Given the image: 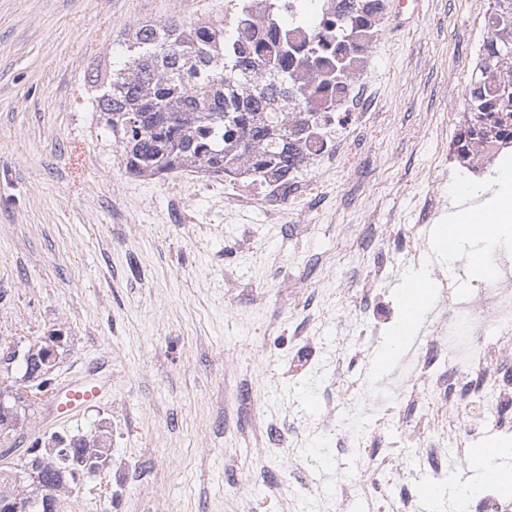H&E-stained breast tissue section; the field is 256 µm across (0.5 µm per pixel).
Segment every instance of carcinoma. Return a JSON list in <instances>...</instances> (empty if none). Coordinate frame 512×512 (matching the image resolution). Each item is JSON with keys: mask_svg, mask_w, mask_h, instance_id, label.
Here are the masks:
<instances>
[{"mask_svg": "<svg viewBox=\"0 0 512 512\" xmlns=\"http://www.w3.org/2000/svg\"><path fill=\"white\" fill-rule=\"evenodd\" d=\"M381 9L383 0H340L302 56L276 16L265 35L246 38L253 22L247 10L225 22L136 25L118 61L96 75L95 111L130 176L189 171L222 178L247 157L255 176L288 180L302 168L301 150L320 126L311 101L346 84V46L375 35L374 12ZM492 10L497 25L512 26V0H493ZM482 57V74L465 98L468 141L512 115V91L496 87L499 66L512 63V39L490 33ZM50 440L38 452V501L26 504L14 483L29 459L0 467V512H59L62 485L75 483L72 458L90 446L107 456L88 434Z\"/></svg>", "mask_w": 512, "mask_h": 512, "instance_id": "carcinoma-1", "label": "carcinoma"}]
</instances>
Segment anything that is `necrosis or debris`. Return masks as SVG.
I'll return each mask as SVG.
<instances>
[{
    "mask_svg": "<svg viewBox=\"0 0 512 512\" xmlns=\"http://www.w3.org/2000/svg\"><path fill=\"white\" fill-rule=\"evenodd\" d=\"M348 88L341 97L332 98L333 120L329 128L303 149L305 164L319 175L336 167L344 146L341 134L366 123L368 112L362 102L367 90L359 79L369 63L368 55L353 50L350 55ZM466 113H457L456 136L441 141L448 162L462 161L467 174L481 179L491 162L512 155V120L489 130L486 139L471 143L466 158H459L458 137L466 124ZM233 191L226 198L229 210L250 206L255 196L277 202L272 215L277 222L288 220L287 204L299 195L318 192L315 184L273 183L261 179L229 181ZM500 276L494 286L480 288L463 301L443 298L442 313L428 338L429 356L406 379L405 391L410 404L420 414L417 427L405 428V439L418 450L420 466H434L442 457L455 465H465L468 450L489 429H498V412L512 406V376L503 373L512 361V261L499 260ZM467 329L469 344L458 352L450 370H443L435 354L446 347L450 336ZM403 469L394 452L371 455L359 473L365 489L375 490L382 498L380 512H409L412 499L399 486Z\"/></svg>",
    "mask_w": 512,
    "mask_h": 512,
    "instance_id": "4bbe7bcc",
    "label": "necrosis or debris"
}]
</instances>
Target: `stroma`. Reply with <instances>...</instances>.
I'll return each mask as SVG.
<instances>
[{"mask_svg": "<svg viewBox=\"0 0 512 512\" xmlns=\"http://www.w3.org/2000/svg\"><path fill=\"white\" fill-rule=\"evenodd\" d=\"M489 2L417 0L403 31L379 35L363 77L369 124L320 209L301 203L276 224L261 205L227 214L220 179L128 176L91 107L89 75L131 26L220 19L224 0H0V353L58 335L50 388H109L71 420L41 404L20 433L26 448L106 423V480L77 487L67 512H377L355 482L363 449L338 450L323 416L341 358L357 383L346 433L394 449L421 504L413 450L377 423L403 404V379L426 351H388L387 327L363 353H340L336 319L358 306L361 273L379 259L348 227L389 225L390 245L404 247L442 174L436 120L464 109L460 83L487 37ZM468 185L488 210L498 182L455 175L427 230L459 300L484 281L468 252L448 260L438 227ZM299 330L304 367L294 364ZM285 416L303 435L296 466L279 452ZM443 475L429 512H458L461 495L485 488L472 461L444 463Z\"/></svg>", "mask_w": 512, "mask_h": 512, "instance_id": "1", "label": "stroma"}]
</instances>
